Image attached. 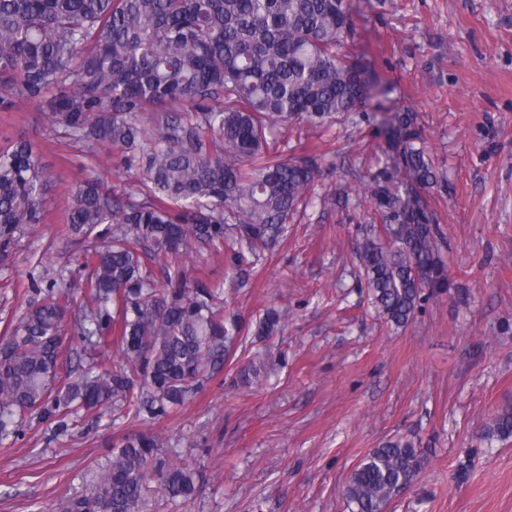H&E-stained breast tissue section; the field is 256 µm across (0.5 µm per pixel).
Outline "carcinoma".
I'll return each mask as SVG.
<instances>
[{
    "label": "carcinoma",
    "instance_id": "obj_1",
    "mask_svg": "<svg viewBox=\"0 0 512 512\" xmlns=\"http://www.w3.org/2000/svg\"><path fill=\"white\" fill-rule=\"evenodd\" d=\"M352 25L342 0H0V110L44 104L88 154L101 143L118 149L139 185L116 195L91 179L73 193L70 235L117 228L87 257L88 305L72 310L62 289L29 304L0 342V439L16 433L18 412L62 430L94 409L161 416L219 372L239 328L217 290L178 266L160 288L144 259L167 262L216 242L238 258L276 246L315 180L313 160L279 158L276 133L294 118L317 124L357 112L375 89L344 53ZM417 124L414 112L390 118L397 163L365 184L388 243L367 232L359 261L376 310L396 325L413 318L424 290L448 281L424 198L436 176ZM51 188L31 142L0 152L1 252L23 225L42 222ZM68 317L71 335L115 345L122 365L75 374ZM287 319L268 309L254 336H273ZM267 365L251 363L240 382L260 381ZM485 432L512 437V411ZM423 465L411 440L372 449L351 474L348 504L384 512ZM194 478L159 435L132 432L97 466L92 490L69 497L62 512H142L154 480L185 502Z\"/></svg>",
    "mask_w": 512,
    "mask_h": 512
}]
</instances>
